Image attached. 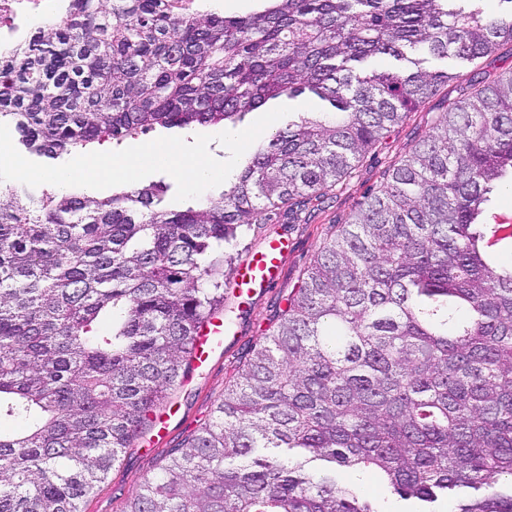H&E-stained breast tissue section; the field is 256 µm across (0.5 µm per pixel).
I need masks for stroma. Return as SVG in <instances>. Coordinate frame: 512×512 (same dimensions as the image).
Wrapping results in <instances>:
<instances>
[{
	"mask_svg": "<svg viewBox=\"0 0 512 512\" xmlns=\"http://www.w3.org/2000/svg\"><path fill=\"white\" fill-rule=\"evenodd\" d=\"M423 67L429 71L452 73L453 79L442 85L437 94L417 112L411 113L404 123L392 128L380 144L364 154L350 176L330 191L323 203L309 204L304 222L292 224L287 216L281 215L268 223L243 229L233 250L236 262H244L251 254L260 251L268 239L277 238L287 244L288 252L278 283L247 297L225 292L223 317L230 320L232 333L226 337L222 353L216 355L205 371L192 372L172 392L167 438L158 439L150 432L136 447L127 450L105 483L84 503L85 512H122L143 481L158 473L161 451L181 443L211 417L225 385L241 372L246 354L263 342L274 314L285 308L288 295L297 288L303 272L326 239L359 208L368 193L378 190L384 172L423 139L439 112L449 102L469 93L471 80L489 83L512 68V47L501 46L473 63L428 55Z\"/></svg>",
	"mask_w": 512,
	"mask_h": 512,
	"instance_id": "obj_1",
	"label": "stroma"
}]
</instances>
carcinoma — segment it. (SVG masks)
Instances as JSON below:
<instances>
[{"instance_id": "1", "label": "carcinoma", "mask_w": 512, "mask_h": 512, "mask_svg": "<svg viewBox=\"0 0 512 512\" xmlns=\"http://www.w3.org/2000/svg\"><path fill=\"white\" fill-rule=\"evenodd\" d=\"M202 17L172 0H73L0 58V123L56 159L157 126L231 123L310 90L330 112L257 150L215 200L159 183L105 198L0 181V512H82L189 372L223 310L239 229L323 198L450 75L512 45L464 0H267ZM388 55L401 66L366 70ZM512 180V70L455 100L324 243L211 418L123 512H380L402 499L512 512V252L487 222ZM159 181L164 182L165 184H167L169 186V189L166 192V194L164 196V200L162 202V204L166 207L181 209L188 205L194 206L202 201L199 199H190V200H185V201H180V202L174 201V197H175V194L177 191V185H176V182L173 179V177L167 173L159 172V173L151 174V175L143 178L142 180H140L139 184H149L151 182L156 183ZM364 489L369 496L378 503L379 510L383 512H417L421 510L419 503L414 500H401L397 495L374 479H366Z\"/></svg>"}]
</instances>
